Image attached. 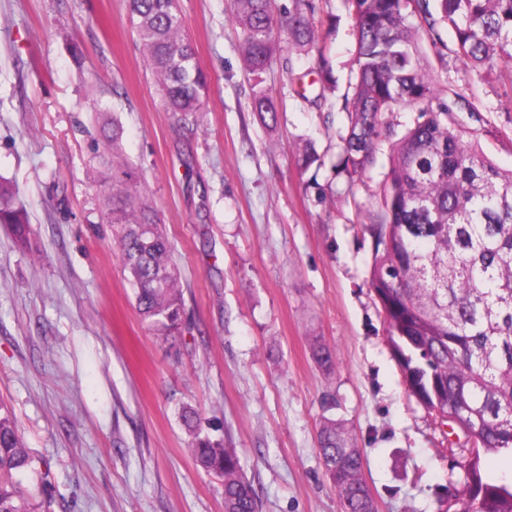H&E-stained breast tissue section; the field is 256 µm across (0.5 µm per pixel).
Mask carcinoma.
<instances>
[{
	"mask_svg": "<svg viewBox=\"0 0 512 512\" xmlns=\"http://www.w3.org/2000/svg\"><path fill=\"white\" fill-rule=\"evenodd\" d=\"M275 17L272 0H232L242 36V56L255 77L252 111L267 128L277 125L273 99L261 73L281 43L298 55L317 52L320 91L336 83L327 46L320 41L312 0H291ZM355 45L349 88L337 131L342 163L363 175L380 143L395 135L386 116L398 107L417 113L413 126L392 145V165L373 225L371 287L384 312L388 342L409 392L432 412L454 413L476 425L475 448L464 466L462 512H512V170L495 166L477 144L471 121L480 109L450 76L427 65L422 36L438 57L451 39L455 60L487 83L512 89V0H348ZM146 66L170 112L203 111L208 76L184 36L176 0H130ZM122 132L112 124L113 243L134 306L156 335L179 337L185 302L173 246L156 208L139 190L134 168L120 154ZM19 189L0 177V224L19 247L29 243ZM317 365L331 371L335 349L316 340ZM191 437L190 451L205 472L224 480V512H258V493L242 473L237 449L224 446L190 407L179 410ZM318 447L342 512H376L363 476L364 453L334 419L323 422ZM506 457L509 471L487 472L481 457ZM49 475L39 473L12 411L0 402V512H32L31 501L51 498Z\"/></svg>",
	"mask_w": 512,
	"mask_h": 512,
	"instance_id": "carcinoma-1",
	"label": "carcinoma"
}]
</instances>
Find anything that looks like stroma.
I'll list each match as a JSON object with an SVG mask.
<instances>
[{
  "instance_id": "stroma-1",
  "label": "stroma",
  "mask_w": 512,
  "mask_h": 512,
  "mask_svg": "<svg viewBox=\"0 0 512 512\" xmlns=\"http://www.w3.org/2000/svg\"><path fill=\"white\" fill-rule=\"evenodd\" d=\"M314 3L336 76L321 107L297 93L316 55L280 48L253 80L231 0H177L210 81L192 122L164 110L127 0H0V177L32 230L23 250L0 225V400L50 472L37 512H224L183 404L221 425L259 512H341L317 444L328 418L363 449L378 512H456L472 441L409 393L388 344L370 280L390 149L362 176L339 168L352 21L345 0ZM431 66L474 92L479 144L511 170L512 93L453 56ZM257 82L275 128L251 110ZM115 122L181 272L189 327L173 342L138 316L103 222ZM308 142L322 162L304 169ZM316 337L336 348L332 373Z\"/></svg>"
}]
</instances>
